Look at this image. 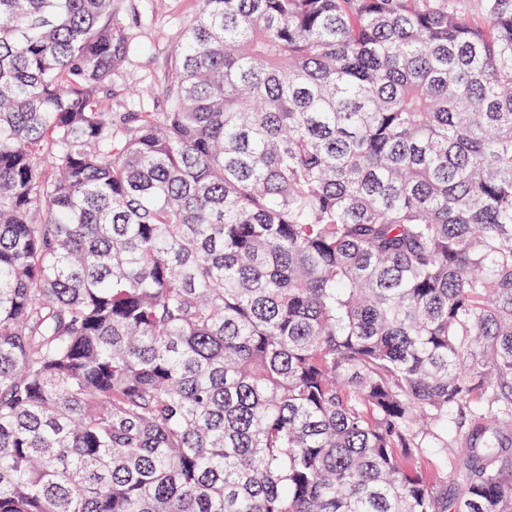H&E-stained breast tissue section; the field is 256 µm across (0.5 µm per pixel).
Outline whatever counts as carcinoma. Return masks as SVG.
Wrapping results in <instances>:
<instances>
[{"label": "carcinoma", "mask_w": 512, "mask_h": 512, "mask_svg": "<svg viewBox=\"0 0 512 512\" xmlns=\"http://www.w3.org/2000/svg\"><path fill=\"white\" fill-rule=\"evenodd\" d=\"M146 49L0 0V512H512V0H200L104 108ZM127 30L146 51L134 55L112 80L109 108L145 101L149 112H161L168 67L183 28L199 9V0H114Z\"/></svg>", "instance_id": "carcinoma-1"}]
</instances>
